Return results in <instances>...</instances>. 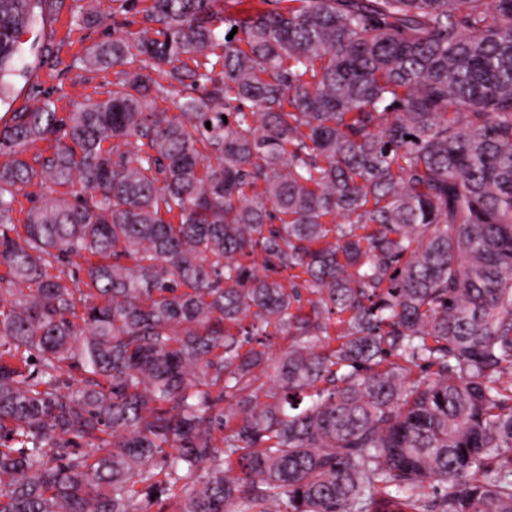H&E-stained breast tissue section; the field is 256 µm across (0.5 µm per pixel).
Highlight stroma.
Instances as JSON below:
<instances>
[{
    "label": "stroma",
    "instance_id": "1",
    "mask_svg": "<svg viewBox=\"0 0 512 512\" xmlns=\"http://www.w3.org/2000/svg\"><path fill=\"white\" fill-rule=\"evenodd\" d=\"M110 31L107 25L84 23L76 11L67 8L27 29L21 41L29 70L25 76L13 77L10 98L0 104V125L15 110L37 104L46 97L51 98L58 112L66 113L111 90L112 70L88 72L80 63L88 48ZM48 43L59 47V59L43 56L42 48Z\"/></svg>",
    "mask_w": 512,
    "mask_h": 512
}]
</instances>
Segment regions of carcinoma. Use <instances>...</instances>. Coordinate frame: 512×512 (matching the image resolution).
<instances>
[{
    "instance_id": "carcinoma-1",
    "label": "carcinoma",
    "mask_w": 512,
    "mask_h": 512,
    "mask_svg": "<svg viewBox=\"0 0 512 512\" xmlns=\"http://www.w3.org/2000/svg\"><path fill=\"white\" fill-rule=\"evenodd\" d=\"M113 2L0 127V512H512V0Z\"/></svg>"
}]
</instances>
